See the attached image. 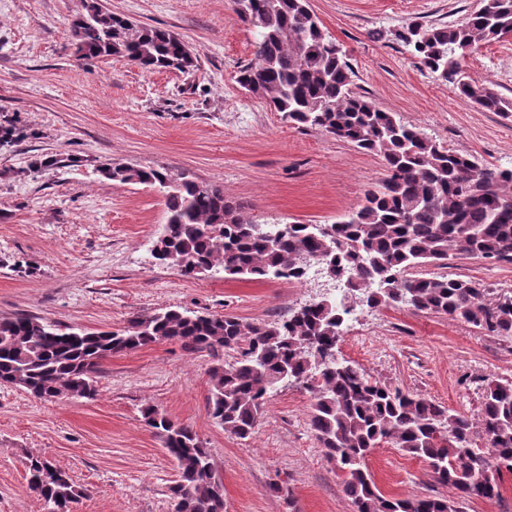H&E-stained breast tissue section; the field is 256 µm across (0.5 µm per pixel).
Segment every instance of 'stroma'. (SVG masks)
<instances>
[{"instance_id":"35a3bbf8","label":"stroma","mask_w":512,"mask_h":512,"mask_svg":"<svg viewBox=\"0 0 512 512\" xmlns=\"http://www.w3.org/2000/svg\"><path fill=\"white\" fill-rule=\"evenodd\" d=\"M345 51L352 89L403 123L483 164L512 168V118L482 111L394 37L408 22L452 25L478 0H309ZM129 20L177 33L189 72H150L124 58L83 65L70 33L82 0H0V317L33 314L92 330L165 307L274 322L316 299L318 282L189 278L152 249L162 195L120 184L111 163L220 184L260 224H332L385 176L378 154L285 122L236 81L258 36L230 0H103ZM471 83L512 97V35L467 56ZM483 282L485 304L512 296V264L467 255L415 268ZM336 348L369 377L478 420L486 379L512 381V338L400 305L354 303ZM211 357L160 341L112 355L94 398L42 401L0 384V512H43L25 462L66 470L83 495L73 512H172L174 459L142 411L153 406L203 441L224 483V512H353L343 475L310 427L312 394L280 389L251 437L226 433L207 408ZM388 495L447 496L423 460L393 443L366 460ZM288 486L291 501L270 486Z\"/></svg>"}]
</instances>
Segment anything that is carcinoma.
I'll return each mask as SVG.
<instances>
[{
	"instance_id": "cac0c4a2",
	"label": "carcinoma",
	"mask_w": 512,
	"mask_h": 512,
	"mask_svg": "<svg viewBox=\"0 0 512 512\" xmlns=\"http://www.w3.org/2000/svg\"><path fill=\"white\" fill-rule=\"evenodd\" d=\"M232 10L259 35L256 61L238 84L270 102L283 118L380 154L386 176L365 193L358 210L334 224H258L224 198V187L179 174L114 164L121 184L154 186L167 220L153 257L187 277L223 273L226 280L305 281L309 261L343 285L341 297L313 300L287 318L246 325L229 315L179 309L136 317L116 330H89L42 317L0 318V384L17 385L44 400L95 393L102 361L115 353L178 341L206 352L211 367L208 409L224 432L250 436L274 391L292 383L314 393L310 424L329 461L343 473L353 512H462L470 499L501 497L512 474V382L487 380L480 428L473 438L462 414L377 380L354 364L328 359L349 316L348 299L370 308L402 304L445 314L512 337V298L485 305L483 284L471 279L407 276L417 266L442 265L465 254L512 263V169L481 164L425 136L353 92L345 54L323 30L309 0H231ZM70 31L78 57L125 58L141 68L184 72L196 66L189 45L173 31L134 24L108 10L82 8ZM512 35V0H483L459 24L410 22L395 37L438 78L481 109L512 116V98L472 84L464 60L480 44ZM238 352L226 365L224 350ZM147 425L177 463L171 488L178 512H224V485L198 435L153 407ZM392 441L428 463L433 478L455 498L387 495L366 464L369 451ZM28 486L43 512H69L82 489L50 460L27 458Z\"/></svg>"
}]
</instances>
